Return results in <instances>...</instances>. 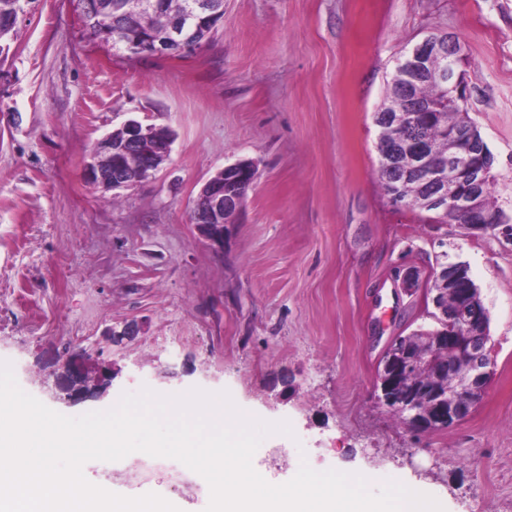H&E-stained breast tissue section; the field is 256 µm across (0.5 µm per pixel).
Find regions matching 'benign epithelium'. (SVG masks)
Returning a JSON list of instances; mask_svg holds the SVG:
<instances>
[{
    "label": "benign epithelium",
    "mask_w": 512,
    "mask_h": 512,
    "mask_svg": "<svg viewBox=\"0 0 512 512\" xmlns=\"http://www.w3.org/2000/svg\"><path fill=\"white\" fill-rule=\"evenodd\" d=\"M224 16V0H190L187 11L169 20L158 32L144 35L137 26V14L126 13L122 25L113 32H103L99 40L117 44L132 55L159 57L182 56L187 45L206 29H214ZM443 62L440 81L461 92L459 67L466 60L463 46L452 35L427 36L406 51L399 61L405 77L412 80L425 73L434 59ZM463 119L448 128V153L438 155L431 146L418 139L392 144L377 140L376 150L382 162L389 163L403 174L422 183V195L405 199L389 190V202L397 208L424 207L443 216L464 214L467 227L478 233L494 232L503 227L501 215L490 214L485 205L484 185L490 180L491 157L476 139L474 124ZM123 136L101 138L85 164L87 179L106 190L128 188L159 170L169 159L173 137L161 139L156 128L144 126L136 119L121 127ZM243 172H255L250 160L229 164L208 179L199 191L202 207L192 211V223L199 236L216 251L224 250V225L231 223L228 214H236L243 198L228 195L225 182L235 181ZM439 288H427L424 303L432 306L433 318L439 327L424 330L425 347L416 351L407 337H395L384 350L381 369L376 377V399L395 413L411 429L427 425L436 429L451 428L472 413V394L483 392L494 371V362L487 348L488 316L481 300L473 295L476 286L468 274V266L450 260L433 274ZM432 368L449 372L453 384L451 394L438 390L427 397L401 392L411 371ZM52 393H64L70 403L98 398L103 377L90 376L82 364L74 360L61 374H52Z\"/></svg>",
    "instance_id": "7a95c632"
}]
</instances>
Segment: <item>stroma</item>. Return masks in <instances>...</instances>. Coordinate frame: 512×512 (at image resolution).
I'll return each instance as SVG.
<instances>
[{
	"label": "stroma",
	"mask_w": 512,
	"mask_h": 512,
	"mask_svg": "<svg viewBox=\"0 0 512 512\" xmlns=\"http://www.w3.org/2000/svg\"><path fill=\"white\" fill-rule=\"evenodd\" d=\"M19 5L0 39V360L20 388L66 416L145 387L226 391L292 426L254 455L270 483L304 460L400 476L444 512H512V239L393 208L373 120L397 58L455 35L462 107L512 218V0H224L211 39L176 58L90 42L75 0ZM130 118L172 131L169 161L129 188L93 185L90 152ZM239 158L256 176L218 252L190 215ZM445 254L488 311L494 375L465 421L413 430L377 404L376 371L394 337L433 327L422 293ZM75 353L111 369L101 398L69 404L42 386ZM83 473L180 512L209 503L199 474L174 484L167 459L142 452Z\"/></svg>",
	"instance_id": "obj_1"
}]
</instances>
